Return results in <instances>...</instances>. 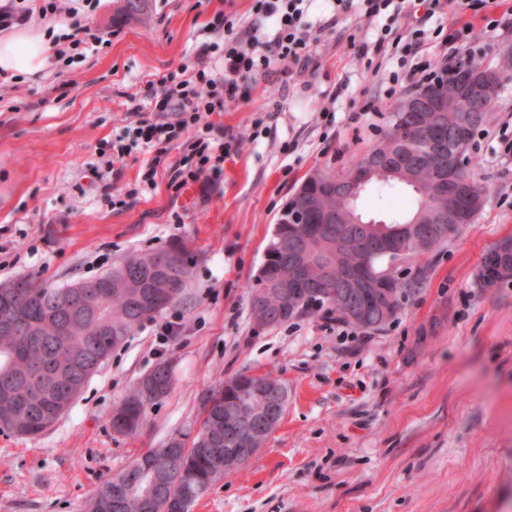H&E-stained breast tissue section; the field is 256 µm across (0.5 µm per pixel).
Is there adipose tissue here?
I'll list each match as a JSON object with an SVG mask.
<instances>
[{"label":"adipose tissue","instance_id":"1","mask_svg":"<svg viewBox=\"0 0 512 512\" xmlns=\"http://www.w3.org/2000/svg\"><path fill=\"white\" fill-rule=\"evenodd\" d=\"M50 44L44 32L24 25L0 38V70L38 76L50 63Z\"/></svg>","mask_w":512,"mask_h":512}]
</instances>
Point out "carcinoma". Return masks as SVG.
<instances>
[{
  "label": "carcinoma",
  "mask_w": 512,
  "mask_h": 512,
  "mask_svg": "<svg viewBox=\"0 0 512 512\" xmlns=\"http://www.w3.org/2000/svg\"><path fill=\"white\" fill-rule=\"evenodd\" d=\"M121 11L128 18H140L149 13V0H124ZM399 108L398 101L389 105L390 125L385 140L387 149L397 156L415 149L401 136ZM357 201L358 197L353 194L306 197L304 203L309 209L304 224L288 223V209H283L266 246L264 262L249 289L250 312L255 323L281 307L289 306L302 314L310 306L305 296H295L288 291L270 293L264 302H257L254 300L257 289L268 281L290 283L295 279H329L328 289L317 303L328 304L336 320L341 322L346 321V313L339 302L343 288L336 287L338 270L357 267L369 279L396 283L403 296L411 291L410 283L401 282L383 268L384 261L396 259L398 255L384 250L360 253L345 248L337 244V233L357 239L370 225L403 227L419 216L425 219L427 215L421 214L422 198L415 196L411 204L381 223L365 218L358 211ZM327 210L343 214L346 222L333 226L321 223L320 215ZM399 237L402 238L403 256L418 259L448 244V239L439 237L414 240L407 230ZM191 259L192 251L181 240L171 242L160 251L132 254L112 267L111 287L102 289L94 298L97 311L73 316L64 312L51 324L45 323L40 313L45 309H56L58 295L63 292L61 288H43L30 282L14 301L0 300V318L7 316L14 307L20 308L25 317V322L19 324L14 334H0V428L23 436L47 430L42 409L65 397L66 381L51 377L34 389L27 378L28 373L39 368L50 372L74 357L81 358L85 365H92L108 350L123 344L145 321L161 314L159 310L144 306L143 300L148 293L167 289L173 293L172 301L182 297L189 287ZM171 384L172 379H163L148 396L139 383L114 412L131 416L135 421L131 430L134 434L143 425L147 408L165 397ZM207 396L208 406L201 407L200 430L194 436L175 435L161 447L149 449L126 471L105 480L88 501L86 512H174L168 505L169 497L194 503L209 487L234 472L235 468L224 466V461H215L207 448L212 441L217 448L236 447L237 442L224 441V414L229 405L246 406L261 416L270 408L269 397L264 392H255L254 380L244 374L218 383ZM173 454L177 456L181 476L171 480L167 495L154 502L128 498L122 507L114 506L112 488L118 481L133 478L138 469Z\"/></svg>",
  "instance_id": "1"
}]
</instances>
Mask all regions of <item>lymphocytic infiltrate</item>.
Returning a JSON list of instances; mask_svg holds the SVG:
<instances>
[{
  "label": "lymphocytic infiltrate",
  "mask_w": 512,
  "mask_h": 512,
  "mask_svg": "<svg viewBox=\"0 0 512 512\" xmlns=\"http://www.w3.org/2000/svg\"><path fill=\"white\" fill-rule=\"evenodd\" d=\"M496 0H333L332 15L320 23L309 19L313 0H256V18L237 29L232 14L218 12L209 21L211 31L223 34V42L203 43L192 69L180 68L159 76L162 89L155 103L156 115L124 127L112 140V161L124 164L133 154L150 149L154 155L143 167L140 184L155 188L159 168H166L168 186L182 190L206 179L219 182L224 156L231 142L214 138V127L203 122V113H220L238 102L250 75L280 64V74L292 78L304 70L324 31L335 28L341 15H356L372 26L369 35L348 34L347 39L366 64L388 67L390 84L385 96H393L402 80L417 81L419 54L431 43L440 48H464L482 33H496L512 17L495 14ZM454 16L451 27L443 20ZM223 61V74L213 64ZM182 147L181 158L163 166L172 144Z\"/></svg>",
  "instance_id": "f902f5d3"
}]
</instances>
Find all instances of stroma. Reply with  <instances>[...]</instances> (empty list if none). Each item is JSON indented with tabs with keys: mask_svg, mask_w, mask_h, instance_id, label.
<instances>
[{
	"mask_svg": "<svg viewBox=\"0 0 512 512\" xmlns=\"http://www.w3.org/2000/svg\"><path fill=\"white\" fill-rule=\"evenodd\" d=\"M121 3L86 8L112 37L85 59L68 63L64 39L38 79L0 73V283L61 287L181 240L195 255L191 285L162 314L181 332L163 343L145 321L53 428L0 433V512H83L105 479L198 429L202 395L247 371L287 386L286 412L195 512H512V283L475 281L488 249L512 235V163L498 153L512 131V82L468 148L489 188L483 209L425 262L393 264L419 286L384 330L347 329L323 312L263 328L248 285L276 218L309 173H342L373 145L389 122V99L373 98L388 74L363 69L340 30L325 31L294 80L257 75L239 105L211 115L240 140L220 182L178 194L162 178L139 190L145 152L109 175L127 200L113 208L92 169L106 140L153 109L146 80L192 64L215 12L250 22L253 0H152L140 23L119 16ZM162 361L169 393L136 434H116L114 407Z\"/></svg>",
	"mask_w": 512,
	"mask_h": 512,
	"instance_id": "35a3bbf8",
	"label": "stroma"
}]
</instances>
